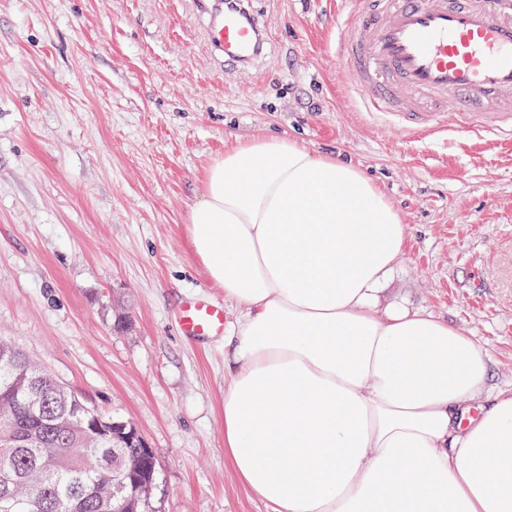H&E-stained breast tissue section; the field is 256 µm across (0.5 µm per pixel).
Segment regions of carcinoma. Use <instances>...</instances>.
<instances>
[{"mask_svg":"<svg viewBox=\"0 0 512 512\" xmlns=\"http://www.w3.org/2000/svg\"><path fill=\"white\" fill-rule=\"evenodd\" d=\"M163 491L159 465L137 443L114 448L83 422L76 393L11 343L0 341V512H151V497L108 495L112 477Z\"/></svg>","mask_w":512,"mask_h":512,"instance_id":"obj_1","label":"carcinoma"}]
</instances>
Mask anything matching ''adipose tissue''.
<instances>
[{
	"label": "adipose tissue",
	"mask_w": 512,
	"mask_h": 512,
	"mask_svg": "<svg viewBox=\"0 0 512 512\" xmlns=\"http://www.w3.org/2000/svg\"><path fill=\"white\" fill-rule=\"evenodd\" d=\"M242 312L224 337V457L272 512H512V391L485 349L378 291L409 229L350 162L238 138L187 216Z\"/></svg>",
	"instance_id": "adipose-tissue-1"
}]
</instances>
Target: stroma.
I'll return each mask as SVG.
<instances>
[{
  "label": "stroma",
  "instance_id": "35a3bbf8",
  "mask_svg": "<svg viewBox=\"0 0 512 512\" xmlns=\"http://www.w3.org/2000/svg\"><path fill=\"white\" fill-rule=\"evenodd\" d=\"M262 63L224 67L198 0H0V339L135 426L159 512H268L224 460V339L177 326L223 302L187 213L237 138H297L356 164L411 246L382 301L483 346L512 390V139H410L367 116L337 59L336 0H255Z\"/></svg>",
  "mask_w": 512,
  "mask_h": 512
}]
</instances>
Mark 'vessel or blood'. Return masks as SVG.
Wrapping results in <instances>:
<instances>
[{"label":"vessel or blood","instance_id":"obj_1","mask_svg":"<svg viewBox=\"0 0 512 512\" xmlns=\"http://www.w3.org/2000/svg\"><path fill=\"white\" fill-rule=\"evenodd\" d=\"M211 46L225 65L250 67L268 32L252 0H202ZM336 54L364 110L414 138L445 129L512 135V0H339ZM193 337L224 333V308L198 296L181 309Z\"/></svg>","mask_w":512,"mask_h":512}]
</instances>
